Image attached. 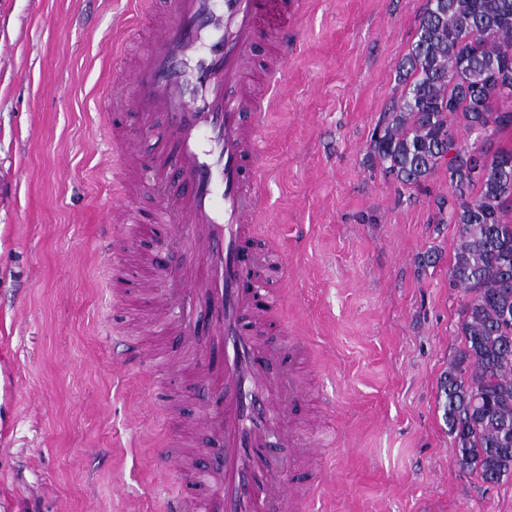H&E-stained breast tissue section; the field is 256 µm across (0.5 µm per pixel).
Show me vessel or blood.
Returning a JSON list of instances; mask_svg holds the SVG:
<instances>
[{"instance_id": "obj_1", "label": "vessel or blood", "mask_w": 512, "mask_h": 512, "mask_svg": "<svg viewBox=\"0 0 512 512\" xmlns=\"http://www.w3.org/2000/svg\"><path fill=\"white\" fill-rule=\"evenodd\" d=\"M304 0H168L147 27L125 24L133 56L110 68L105 101L138 117L137 134L102 115L100 128L117 171L111 235L139 230L173 239L176 260L164 273L174 287L134 286L153 316L146 334L177 336L164 372L192 369L196 413L181 433L202 435L188 475L194 494L176 493L162 512H300L314 496L307 478L285 486L274 461L299 470L329 447L323 432L304 430L294 410L309 399L296 369L306 341L284 331L262 336L283 293L262 286L264 258L249 244L264 229L265 155L261 117L277 97L288 58L291 19ZM270 56L254 75L253 47ZM151 149H144V142ZM157 196L149 211L132 206L138 187ZM192 254L194 266L181 257Z\"/></svg>"}]
</instances>
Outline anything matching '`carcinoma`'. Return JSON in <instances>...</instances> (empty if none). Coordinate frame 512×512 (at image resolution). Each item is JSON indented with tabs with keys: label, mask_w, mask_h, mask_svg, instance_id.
Returning <instances> with one entry per match:
<instances>
[{
	"label": "carcinoma",
	"mask_w": 512,
	"mask_h": 512,
	"mask_svg": "<svg viewBox=\"0 0 512 512\" xmlns=\"http://www.w3.org/2000/svg\"><path fill=\"white\" fill-rule=\"evenodd\" d=\"M406 65L409 93L383 114L369 153L403 185L448 169L452 195L436 201L434 221L455 226L449 284L469 300L443 384L445 419L458 464L497 484L512 476V150L490 154L454 123L512 125V0L427 4Z\"/></svg>",
	"instance_id": "obj_1"
}]
</instances>
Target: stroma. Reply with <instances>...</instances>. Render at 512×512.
Masks as SVG:
<instances>
[{
	"mask_svg": "<svg viewBox=\"0 0 512 512\" xmlns=\"http://www.w3.org/2000/svg\"><path fill=\"white\" fill-rule=\"evenodd\" d=\"M426 0H307L292 22L287 91L264 113L278 318L310 349L312 406L334 446L313 462L308 512H512V478L457 464L441 385L466 295L448 284L450 194L385 177L368 154ZM135 0H0V512H159L181 464L156 461L184 400L145 363L115 374L114 341L150 317L99 249L113 186L93 119ZM432 252L437 262L421 267Z\"/></svg>",
	"mask_w": 512,
	"mask_h": 512,
	"instance_id": "1",
	"label": "stroma"
}]
</instances>
